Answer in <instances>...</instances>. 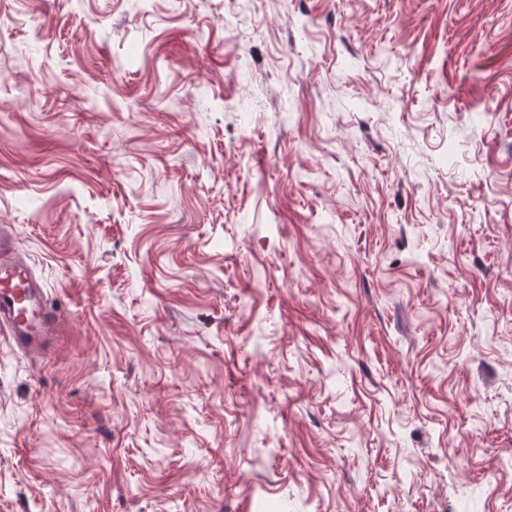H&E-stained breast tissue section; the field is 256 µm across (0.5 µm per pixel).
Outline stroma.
<instances>
[{
    "mask_svg": "<svg viewBox=\"0 0 512 512\" xmlns=\"http://www.w3.org/2000/svg\"><path fill=\"white\" fill-rule=\"evenodd\" d=\"M0 512H512V0H0ZM61 320L27 260L1 232L0 331L9 347L23 354L38 353L43 339L57 332Z\"/></svg>",
    "mask_w": 512,
    "mask_h": 512,
    "instance_id": "stroma-1",
    "label": "stroma"
}]
</instances>
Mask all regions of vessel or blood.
Instances as JSON below:
<instances>
[{
    "label": "vessel or blood",
    "mask_w": 512,
    "mask_h": 512,
    "mask_svg": "<svg viewBox=\"0 0 512 512\" xmlns=\"http://www.w3.org/2000/svg\"><path fill=\"white\" fill-rule=\"evenodd\" d=\"M62 317L47 301L43 285L27 260L14 251L8 235H0V334L11 349L39 352L54 335Z\"/></svg>",
    "instance_id": "1"
}]
</instances>
